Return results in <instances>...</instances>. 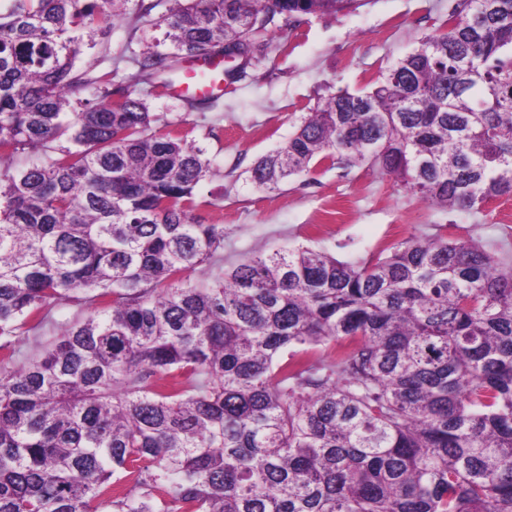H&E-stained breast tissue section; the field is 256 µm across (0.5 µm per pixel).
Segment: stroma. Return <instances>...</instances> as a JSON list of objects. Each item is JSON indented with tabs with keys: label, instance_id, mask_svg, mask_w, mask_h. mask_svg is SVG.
I'll use <instances>...</instances> for the list:
<instances>
[{
	"label": "stroma",
	"instance_id": "35a3bbf8",
	"mask_svg": "<svg viewBox=\"0 0 512 512\" xmlns=\"http://www.w3.org/2000/svg\"><path fill=\"white\" fill-rule=\"evenodd\" d=\"M456 0H370L357 11L337 16L308 15L301 22L277 19L268 32L266 55L253 60L224 93L203 110H189L169 89L137 82L132 57L143 52L157 31L130 34L134 0L124 18L97 45L85 51L78 69L110 75L114 96L136 91L149 112L179 124L201 147L212 173L196 187L193 214L205 224L224 227V249L190 272L204 281L223 272L256 248L309 245L340 260L366 261L412 236L440 229L485 244L503 263L512 262V230L496 221L497 211L475 216L441 209L397 186L368 166L321 164L310 179H297L284 190H257L247 170L263 154L285 143L303 113L343 88L362 89L381 70L402 57L434 23L447 18ZM399 25L380 35L382 22ZM91 303L71 302L43 310L41 320L16 337V364L52 342L62 328L93 312Z\"/></svg>",
	"mask_w": 512,
	"mask_h": 512
}]
</instances>
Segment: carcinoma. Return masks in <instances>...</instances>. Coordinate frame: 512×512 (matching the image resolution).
Wrapping results in <instances>:
<instances>
[{
	"label": "carcinoma",
	"mask_w": 512,
	"mask_h": 512,
	"mask_svg": "<svg viewBox=\"0 0 512 512\" xmlns=\"http://www.w3.org/2000/svg\"><path fill=\"white\" fill-rule=\"evenodd\" d=\"M129 0L0 9V350L50 305L98 304L0 366V512H512V265L473 239L409 237L370 262L258 249L206 282L224 225L191 215L202 148L138 97L75 74ZM133 58L269 47L278 17L368 0H168ZM159 0H138L131 25ZM368 165L430 205L512 197V0H457L365 89H339L249 169L278 191Z\"/></svg>",
	"instance_id": "carcinoma-1"
}]
</instances>
